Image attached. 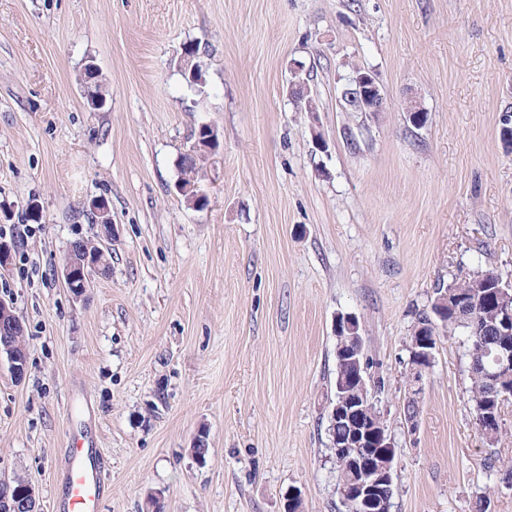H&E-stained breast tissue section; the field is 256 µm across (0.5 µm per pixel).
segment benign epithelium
I'll return each mask as SVG.
<instances>
[{
    "mask_svg": "<svg viewBox=\"0 0 512 512\" xmlns=\"http://www.w3.org/2000/svg\"><path fill=\"white\" fill-rule=\"evenodd\" d=\"M350 96L360 112H384L387 101L382 87L371 70L356 71L350 78ZM92 211L105 219L101 225V234L107 240H112V218L109 204L104 199L92 203ZM106 266L105 255L102 252H86L75 255H65L60 277L71 293L72 299L81 301L89 288V275L87 269L103 270ZM501 300L493 311L492 316L498 324V335L502 340L494 356L495 367L488 371L485 369L484 358L489 350L481 349L472 357V367L483 372L487 384L488 411L480 415L479 426L487 432H492L496 424L502 422L504 403L512 398V384L505 380L512 379V295L507 283L496 282ZM476 292L462 294L457 298L455 325L470 331V334H479L483 320L478 315ZM22 326L10 324L6 329L8 335L0 338V356H6L11 372L16 379L26 374L27 363L22 357V351L14 342V337ZM439 342L436 335L419 336L413 344L407 347L409 373L407 375V396L417 398L424 390V380L432 370L435 362V351ZM340 372L345 381H354L355 385L344 389L336 401L329 403L327 421L334 428L341 427L347 431V436L336 440L333 444L334 456L350 463L360 458L359 449L363 448H392L394 447L389 435L384 416L380 413L374 402V395L367 394L366 383L362 379L361 366L366 364L365 346L363 338L353 335L349 337L345 355L339 358ZM384 485L390 490L392 484L391 463L367 471H356L355 480L348 486H340L339 499L347 507L353 502L369 500L382 509L386 499L382 496L374 497L372 493ZM0 512H38L37 494L35 487L28 483L16 491L11 484L0 480Z\"/></svg>",
    "mask_w": 512,
    "mask_h": 512,
    "instance_id": "7a95c632",
    "label": "benign epithelium"
}]
</instances>
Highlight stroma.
Here are the masks:
<instances>
[{
  "mask_svg": "<svg viewBox=\"0 0 512 512\" xmlns=\"http://www.w3.org/2000/svg\"><path fill=\"white\" fill-rule=\"evenodd\" d=\"M90 58L110 85L97 111ZM294 60L316 113L288 95ZM355 65L376 73L386 111L345 109ZM508 112L512 0H0V234L28 228L0 273L27 353L20 380L0 358V477H24L52 512L62 450L90 436L103 512L152 497L165 512H284L293 491L302 512H344L325 409L335 320L349 313L385 382L391 512H477L481 499L512 512V406L488 445L462 335L438 344L416 435L402 417L406 345L437 288L485 269L512 283ZM204 124L217 148L199 208L175 185ZM99 198L112 270L76 302L60 265L99 234Z\"/></svg>",
  "mask_w": 512,
  "mask_h": 512,
  "instance_id": "stroma-1",
  "label": "stroma"
}]
</instances>
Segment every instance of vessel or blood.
Instances as JSON below:
<instances>
[{
  "label": "vessel or blood",
  "mask_w": 512,
  "mask_h": 512,
  "mask_svg": "<svg viewBox=\"0 0 512 512\" xmlns=\"http://www.w3.org/2000/svg\"><path fill=\"white\" fill-rule=\"evenodd\" d=\"M61 512H100L108 495L101 477V462L96 448L70 445L64 450Z\"/></svg>",
  "instance_id": "vessel-or-blood-1"
}]
</instances>
